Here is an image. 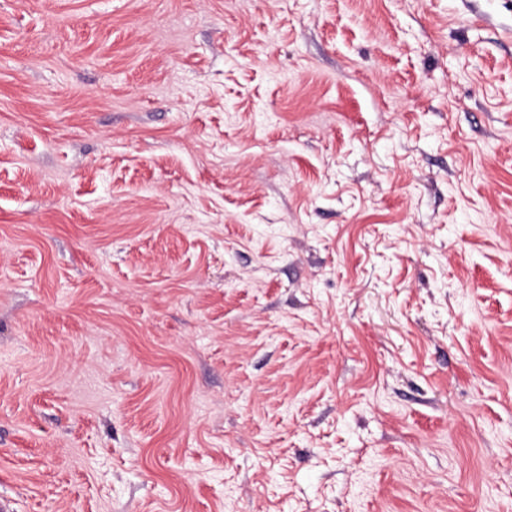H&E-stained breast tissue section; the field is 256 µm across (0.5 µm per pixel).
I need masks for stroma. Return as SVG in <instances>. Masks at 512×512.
I'll return each instance as SVG.
<instances>
[{
    "instance_id": "1",
    "label": "stroma",
    "mask_w": 512,
    "mask_h": 512,
    "mask_svg": "<svg viewBox=\"0 0 512 512\" xmlns=\"http://www.w3.org/2000/svg\"><path fill=\"white\" fill-rule=\"evenodd\" d=\"M15 512H512V0H0Z\"/></svg>"
}]
</instances>
